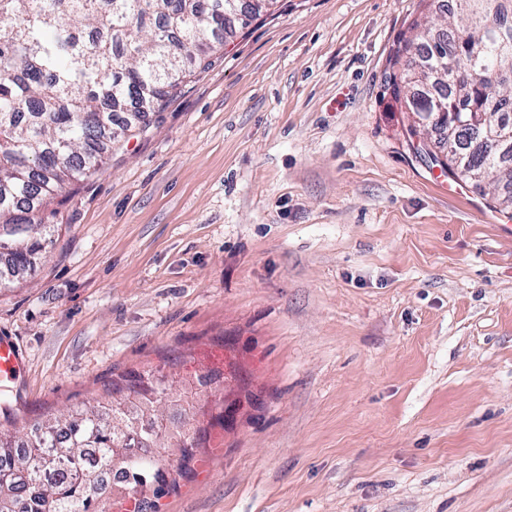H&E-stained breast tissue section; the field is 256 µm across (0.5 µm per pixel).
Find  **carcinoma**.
I'll use <instances>...</instances> for the list:
<instances>
[{
    "label": "carcinoma",
    "mask_w": 512,
    "mask_h": 512,
    "mask_svg": "<svg viewBox=\"0 0 512 512\" xmlns=\"http://www.w3.org/2000/svg\"><path fill=\"white\" fill-rule=\"evenodd\" d=\"M442 37L433 25L417 34L421 64L390 76L400 98L415 88L419 119L445 134L431 150L418 126L415 150L464 184L487 183L512 205V0H458ZM254 0L235 16L228 0H0V287L25 279L55 232L40 213L56 192L94 175L127 105L143 122L176 93L189 65L223 45V35L262 14ZM448 121L432 123L437 109ZM495 116L498 148L489 153L471 130ZM153 371L127 389L161 395ZM37 424L21 448L0 430V512H106V474L118 468L149 504L172 478L151 442L157 422L108 404Z\"/></svg>",
    "instance_id": "obj_1"
}]
</instances>
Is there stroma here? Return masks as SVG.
<instances>
[{"label":"stroma","instance_id":"35a3bbf8","mask_svg":"<svg viewBox=\"0 0 512 512\" xmlns=\"http://www.w3.org/2000/svg\"><path fill=\"white\" fill-rule=\"evenodd\" d=\"M440 0H279L45 208L0 289L27 432L164 375L156 512H512V209L388 79ZM162 383L161 376L156 375L153 371H145L132 376L127 384V389L137 394L161 395L164 393Z\"/></svg>","mask_w":512,"mask_h":512}]
</instances>
